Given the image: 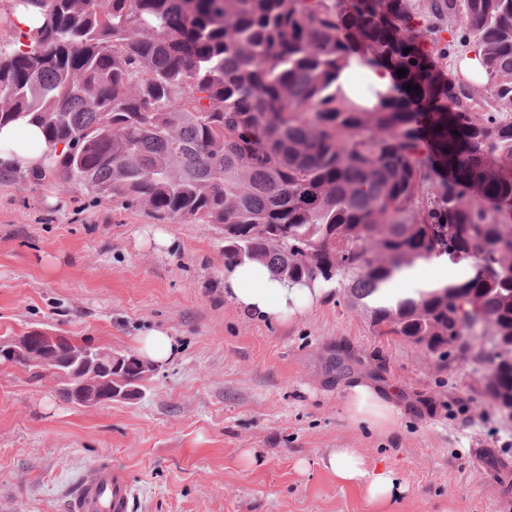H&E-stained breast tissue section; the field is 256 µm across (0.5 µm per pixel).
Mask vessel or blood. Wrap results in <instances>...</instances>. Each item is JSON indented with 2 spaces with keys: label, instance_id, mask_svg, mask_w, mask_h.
I'll use <instances>...</instances> for the list:
<instances>
[{
  "label": "vessel or blood",
  "instance_id": "obj_1",
  "mask_svg": "<svg viewBox=\"0 0 512 512\" xmlns=\"http://www.w3.org/2000/svg\"><path fill=\"white\" fill-rule=\"evenodd\" d=\"M134 499L127 472L120 467H90L80 477L68 501V512H130Z\"/></svg>",
  "mask_w": 512,
  "mask_h": 512
}]
</instances>
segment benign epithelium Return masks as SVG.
I'll return each mask as SVG.
<instances>
[{"instance_id":"benign-epithelium-1","label":"benign epithelium","mask_w":512,"mask_h":512,"mask_svg":"<svg viewBox=\"0 0 512 512\" xmlns=\"http://www.w3.org/2000/svg\"><path fill=\"white\" fill-rule=\"evenodd\" d=\"M23 355L27 364L69 384L75 404L94 407L128 399L129 388L116 373L126 354L95 344L73 342L48 329L33 328L21 336L0 339V365L14 366Z\"/></svg>"}]
</instances>
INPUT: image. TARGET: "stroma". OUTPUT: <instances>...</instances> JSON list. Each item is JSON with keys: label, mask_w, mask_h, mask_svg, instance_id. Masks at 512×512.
Segmentation results:
<instances>
[{"label": "stroma", "mask_w": 512, "mask_h": 512, "mask_svg": "<svg viewBox=\"0 0 512 512\" xmlns=\"http://www.w3.org/2000/svg\"><path fill=\"white\" fill-rule=\"evenodd\" d=\"M35 327L127 351L157 328L179 353L139 399L93 408L0 366V512H65L95 465L127 470L132 512H512V417L484 394V364L377 335L342 294L278 322L243 314L224 296L222 225L1 175L0 337ZM355 377L392 395L391 433L350 421ZM334 448L392 464L406 493L373 503L338 483L319 464Z\"/></svg>", "instance_id": "stroma-1"}]
</instances>
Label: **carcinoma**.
<instances>
[{
	"instance_id": "obj_1",
	"label": "carcinoma",
	"mask_w": 512,
	"mask_h": 512,
	"mask_svg": "<svg viewBox=\"0 0 512 512\" xmlns=\"http://www.w3.org/2000/svg\"><path fill=\"white\" fill-rule=\"evenodd\" d=\"M10 8L40 25L0 16V126L28 116L62 145L33 178L158 221L221 224L224 264L334 281L379 334L490 364L484 393L512 406V0H431L422 28L411 0ZM470 52L481 72L444 76L440 63ZM355 54L393 72L371 108L337 84ZM449 78L484 94L451 100ZM436 252L471 273L367 303Z\"/></svg>"
}]
</instances>
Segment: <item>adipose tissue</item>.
<instances>
[{
	"label": "adipose tissue",
	"mask_w": 512,
	"mask_h": 512,
	"mask_svg": "<svg viewBox=\"0 0 512 512\" xmlns=\"http://www.w3.org/2000/svg\"><path fill=\"white\" fill-rule=\"evenodd\" d=\"M59 152V146L49 143L28 117H19L0 127V170L30 173L50 165ZM335 290L332 281L309 286L288 284L256 262L224 269L225 297L244 314L266 321L303 313ZM345 406L353 423L380 433L390 432L394 406L370 383L352 381L346 390ZM320 464L340 483L359 486L368 500L375 503L392 501L406 491L395 467L368 464L354 448L331 449Z\"/></svg>",
	"instance_id": "ef3b65f1"
}]
</instances>
